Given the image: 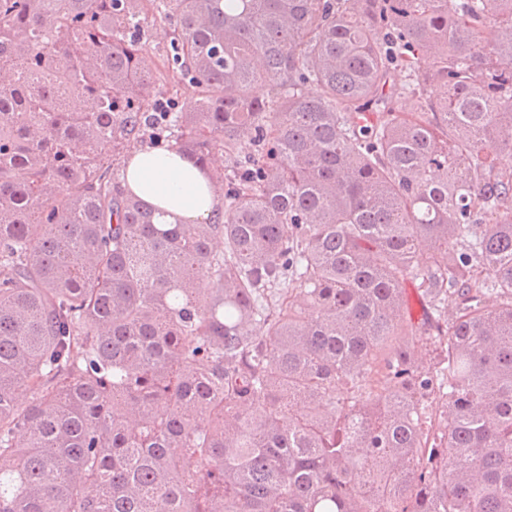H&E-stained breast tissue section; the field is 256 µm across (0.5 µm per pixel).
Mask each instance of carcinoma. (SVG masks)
<instances>
[{"instance_id":"cac0c4a2","label":"carcinoma","mask_w":512,"mask_h":512,"mask_svg":"<svg viewBox=\"0 0 512 512\" xmlns=\"http://www.w3.org/2000/svg\"><path fill=\"white\" fill-rule=\"evenodd\" d=\"M0 512H512V0H0ZM175 29H177L175 15H170L167 19L161 21L151 7L144 28L138 38L140 39L144 66L153 73H163L165 75L164 79L152 85L150 89L151 101L158 98L172 100L178 103L177 109H180L186 104L191 92L172 78L173 53L170 52L169 38L164 37V31L172 33ZM133 145L136 148L119 160L126 193L166 212L169 223L208 224L221 205V196L211 185L214 167H196L174 144Z\"/></svg>"}]
</instances>
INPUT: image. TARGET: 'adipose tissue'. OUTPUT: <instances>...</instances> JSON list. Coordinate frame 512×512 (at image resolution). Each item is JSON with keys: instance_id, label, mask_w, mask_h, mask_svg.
Masks as SVG:
<instances>
[{"instance_id": "adipose-tissue-1", "label": "adipose tissue", "mask_w": 512, "mask_h": 512, "mask_svg": "<svg viewBox=\"0 0 512 512\" xmlns=\"http://www.w3.org/2000/svg\"><path fill=\"white\" fill-rule=\"evenodd\" d=\"M122 171L126 193L164 211L168 222L206 224L220 207L211 170L196 167L176 146L136 147L124 159Z\"/></svg>"}]
</instances>
